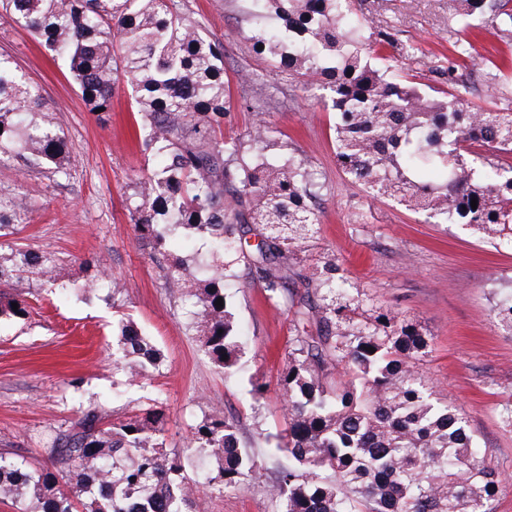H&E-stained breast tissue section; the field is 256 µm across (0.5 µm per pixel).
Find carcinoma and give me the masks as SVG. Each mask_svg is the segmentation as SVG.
I'll list each match as a JSON object with an SVG mask.
<instances>
[{
  "label": "carcinoma",
  "instance_id": "obj_1",
  "mask_svg": "<svg viewBox=\"0 0 512 512\" xmlns=\"http://www.w3.org/2000/svg\"><path fill=\"white\" fill-rule=\"evenodd\" d=\"M453 2L445 82L458 84L479 63L487 77H508L497 57L474 58L469 33L485 17L511 41L512 0ZM252 4L256 16L279 20L253 31L252 51L272 58L275 75L326 92L337 162L351 184L436 224H461L495 246L512 245V165L503 162L512 154V112L476 109L451 92L437 101L390 73L376 49L408 58L412 48L392 28L354 17L352 0ZM0 9L65 60L89 111L110 108L119 85L129 90L145 149L164 158L133 182L130 221L135 237L156 249L179 232L208 237V254L176 258L163 280L171 294L192 301L188 327L210 359L228 372L239 358L226 293L229 254L242 255L251 283L271 306L285 307L295 332L281 380L285 427L272 446L288 465L267 468L240 446L239 421L209 415L189 441L212 459L196 481L160 441L162 409L107 424L90 405L55 437V470L0 456V496L17 512H182L200 491H239L267 477L274 512H491L503 479L478 457L466 421L425 383L417 356L428 342L417 324L368 307L360 289L336 280L330 261L298 273L304 289L288 287L285 261L314 239L319 223V174L303 159H269L264 146L275 131L261 119L247 146L222 134L231 111L224 43L187 20L176 0H0ZM70 153L43 109L40 86L0 55V160L64 174ZM27 211L22 197L0 201V238ZM86 267L78 290L106 285L112 306H120L124 285L107 282L104 258ZM58 269L50 252L0 253V286L8 287L0 289V315H27L26 289H59ZM493 316L512 335V295L496 301ZM115 339L113 364L128 385L159 369L162 353L132 323L119 322Z\"/></svg>",
  "mask_w": 512,
  "mask_h": 512
}]
</instances>
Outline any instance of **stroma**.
Here are the masks:
<instances>
[{
  "label": "stroma",
  "instance_id": "1",
  "mask_svg": "<svg viewBox=\"0 0 512 512\" xmlns=\"http://www.w3.org/2000/svg\"><path fill=\"white\" fill-rule=\"evenodd\" d=\"M182 2L208 37L223 41L232 100L246 94L263 102L264 117L277 130L267 155L308 160L320 173L316 239L307 252L290 257V269L332 258L337 275L364 289L370 305L419 324L429 346L418 366L439 398L467 421L478 454L505 480L493 512H512V423L506 414L512 403V336L491 315L492 304L512 294V247L480 242L458 224L430 223L351 185L336 162L332 113L303 84L273 76L269 59L252 53L249 37L263 20L251 0ZM361 8L414 46L406 62L410 80L423 90L441 86L436 68L451 54L453 0H362ZM0 54L41 86L45 107L72 148L64 175L47 165L0 163V196H24L30 206L24 228L6 237V244L53 253L67 283L85 279L87 259L106 255L109 275L127 285L124 312L164 355L143 387H126L109 355L117 316L105 292L65 295L31 288L25 318L0 316V454L49 467L54 438L84 408L97 405L108 419H124L156 400L166 414L167 449L186 456L191 469L202 470L205 462L188 450L189 438L202 417L214 412L238 419L242 447L275 467L264 437L283 421L280 379L294 335L289 317L270 307L260 288L244 287L247 265L236 261L230 301L240 360L229 374L217 367L189 330L185 303L170 296L162 280L168 257L206 252L204 239L179 237L159 254L133 234L131 183L162 159L137 139V107L127 89L116 90L109 111H89L67 66L52 62L29 32L5 18ZM242 69L257 73L259 82L241 87L235 78ZM255 383L267 388L258 405L249 394ZM185 512H273V505L266 483L259 482L223 495L197 493Z\"/></svg>",
  "mask_w": 512,
  "mask_h": 512
}]
</instances>
